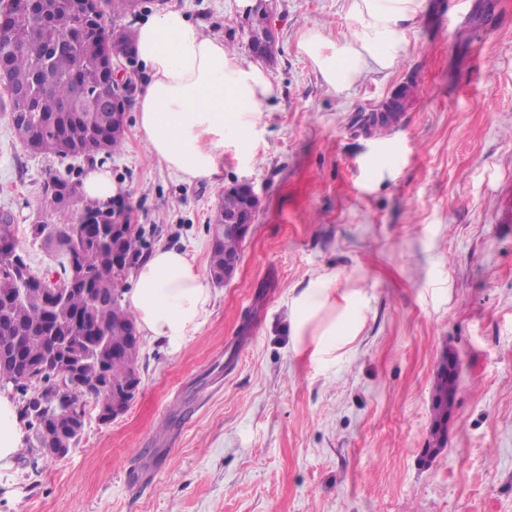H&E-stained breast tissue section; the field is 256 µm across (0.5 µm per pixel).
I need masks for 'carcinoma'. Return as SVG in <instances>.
Returning a JSON list of instances; mask_svg holds the SVG:
<instances>
[{"label":"carcinoma","mask_w":512,"mask_h":512,"mask_svg":"<svg viewBox=\"0 0 512 512\" xmlns=\"http://www.w3.org/2000/svg\"><path fill=\"white\" fill-rule=\"evenodd\" d=\"M92 0H29L21 7L9 0L5 8L8 27L0 28V66L8 71L15 87L25 91L19 100L10 101L12 129L15 138L37 153L71 156L94 155L118 150L123 138L117 136L107 146L95 137L108 122L109 114L99 107L102 95L112 92L107 86L101 65L99 47L112 40V54L125 56L133 50L134 33L125 30L112 37L106 17L123 10L125 0H102L103 8L91 6ZM72 103L69 110L65 103ZM66 139H60L59 131ZM43 196L54 198L45 207L40 224H30L26 236L34 243L61 256L59 280L61 288L55 312L47 309L44 290L16 280L0 277V350H14L20 361L0 362L1 378L25 377L28 384L19 391V414L33 431L37 443H52L43 434L42 422L59 407L63 397L81 409L87 398L112 394L139 372L137 363L124 355H113L103 366L93 358L84 360L81 375L84 382L66 379L65 373L42 361L53 337L62 331L79 336L83 328H95L109 338L113 347L125 341L135 317L121 304L122 283L126 272L112 270L107 253L98 244L82 237L79 221L77 188L55 176L43 184ZM240 195L226 193L218 205L214 222L224 223V214L239 210ZM11 240L23 247L14 221L0 216V241ZM242 240L222 235L210 249L209 270L221 282L224 265L241 259ZM75 255L86 270L88 279L79 284L69 282L64 259ZM101 386L92 387L96 379ZM457 376L437 373L432 400L431 439L433 444L447 440L448 410L456 393Z\"/></svg>","instance_id":"1"}]
</instances>
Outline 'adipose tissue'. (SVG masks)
I'll use <instances>...</instances> for the list:
<instances>
[{
  "label": "adipose tissue",
  "mask_w": 512,
  "mask_h": 512,
  "mask_svg": "<svg viewBox=\"0 0 512 512\" xmlns=\"http://www.w3.org/2000/svg\"><path fill=\"white\" fill-rule=\"evenodd\" d=\"M418 7L419 0H350V39L311 31L298 50L333 90H348L363 72L395 66ZM134 53L148 74L136 120L151 152L183 180L218 181L225 137L250 148L255 116L277 94L265 70L175 7L136 23ZM125 298L145 335L176 349L205 322L212 293L184 252L160 247L141 260Z\"/></svg>",
  "instance_id": "1"
}]
</instances>
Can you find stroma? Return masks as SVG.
<instances>
[{
    "label": "stroma",
    "instance_id": "stroma-1",
    "mask_svg": "<svg viewBox=\"0 0 512 512\" xmlns=\"http://www.w3.org/2000/svg\"><path fill=\"white\" fill-rule=\"evenodd\" d=\"M248 55L243 0H166ZM350 0H276V97L215 183L155 158L126 105L111 155L34 154L0 90V213L19 226L48 174L103 166L148 255L208 269L227 187L260 198L233 278L178 349L142 337L128 410L47 463L0 465V512H512V0H465L449 29L421 0L396 65L332 90L301 36L349 38ZM399 99L397 124L365 118ZM328 305L292 336V300ZM459 360L447 442L426 448L445 354Z\"/></svg>",
    "mask_w": 512,
    "mask_h": 512
}]
</instances>
